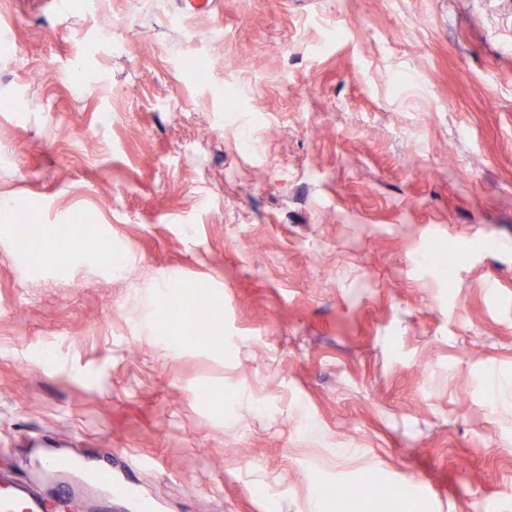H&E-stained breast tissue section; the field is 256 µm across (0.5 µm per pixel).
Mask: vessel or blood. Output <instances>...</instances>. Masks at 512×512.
<instances>
[{"instance_id":"1","label":"vessel or blood","mask_w":512,"mask_h":512,"mask_svg":"<svg viewBox=\"0 0 512 512\" xmlns=\"http://www.w3.org/2000/svg\"><path fill=\"white\" fill-rule=\"evenodd\" d=\"M35 468L53 479L52 496H45L28 484L13 483L0 490V512H49L52 502L84 493L122 502L129 512H162L159 501L141 494L124 470L110 460L61 457L48 452L36 461Z\"/></svg>"}]
</instances>
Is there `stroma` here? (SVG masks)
I'll return each instance as SVG.
<instances>
[{
	"instance_id": "35a3bbf8",
	"label": "stroma",
	"mask_w": 512,
	"mask_h": 512,
	"mask_svg": "<svg viewBox=\"0 0 512 512\" xmlns=\"http://www.w3.org/2000/svg\"><path fill=\"white\" fill-rule=\"evenodd\" d=\"M1 26L0 198L40 251L0 216V475L37 480L44 438L153 456L168 512H349L314 496L368 477L356 512H512V0ZM183 282L216 337L159 321Z\"/></svg>"
}]
</instances>
